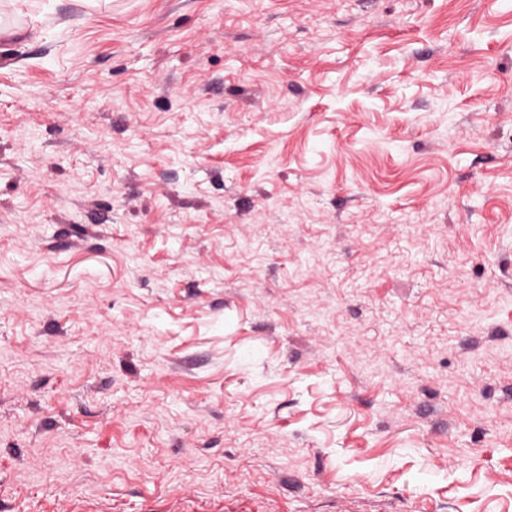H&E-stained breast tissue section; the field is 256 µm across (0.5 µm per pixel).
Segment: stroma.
<instances>
[{"mask_svg":"<svg viewBox=\"0 0 512 512\" xmlns=\"http://www.w3.org/2000/svg\"><path fill=\"white\" fill-rule=\"evenodd\" d=\"M0 512H512V0H0Z\"/></svg>","mask_w":512,"mask_h":512,"instance_id":"obj_1","label":"stroma"}]
</instances>
